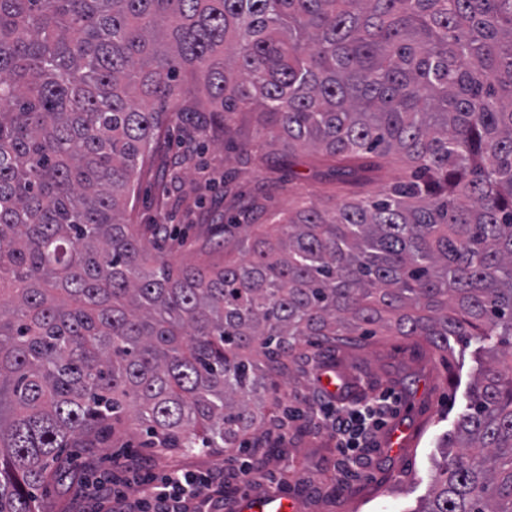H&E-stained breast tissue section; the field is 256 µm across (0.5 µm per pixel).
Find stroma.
I'll list each match as a JSON object with an SVG mask.
<instances>
[{"label": "stroma", "instance_id": "obj_1", "mask_svg": "<svg viewBox=\"0 0 512 512\" xmlns=\"http://www.w3.org/2000/svg\"><path fill=\"white\" fill-rule=\"evenodd\" d=\"M352 191L330 176L328 161L310 148L289 156L271 151L257 137L251 113H235L229 129H222L202 95L196 111L165 126L146 155L130 218L135 224L166 226L159 245L174 265H220L226 217L260 207L270 215L284 213L301 201L332 210ZM473 353L458 347L447 363H437L415 340L397 336L361 349H335L332 359L359 377L369 395L394 391L399 398L394 420L415 430L414 446L399 453L381 445L346 465L329 430L308 433L289 424L285 443L271 433L262 438L273 456L249 483L230 485L221 512H237L244 495L271 493L294 496L297 512H415L428 493L430 462L440 454L437 443L468 402ZM279 397L282 405L298 408L337 401L305 370L293 372ZM129 448L147 455L151 443L131 429L114 435L105 448L89 441L65 449L42 492L44 512H81L90 470L111 467Z\"/></svg>", "mask_w": 512, "mask_h": 512}]
</instances>
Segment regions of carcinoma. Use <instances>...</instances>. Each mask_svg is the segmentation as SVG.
Wrapping results in <instances>:
<instances>
[{"label": "carcinoma", "instance_id": "cac0c4a2", "mask_svg": "<svg viewBox=\"0 0 512 512\" xmlns=\"http://www.w3.org/2000/svg\"><path fill=\"white\" fill-rule=\"evenodd\" d=\"M200 87L338 183L391 154L410 175L176 268L128 208ZM0 100V512L133 417L238 448L304 345L375 336L480 343L414 512H512V0H0Z\"/></svg>", "mask_w": 512, "mask_h": 512}]
</instances>
